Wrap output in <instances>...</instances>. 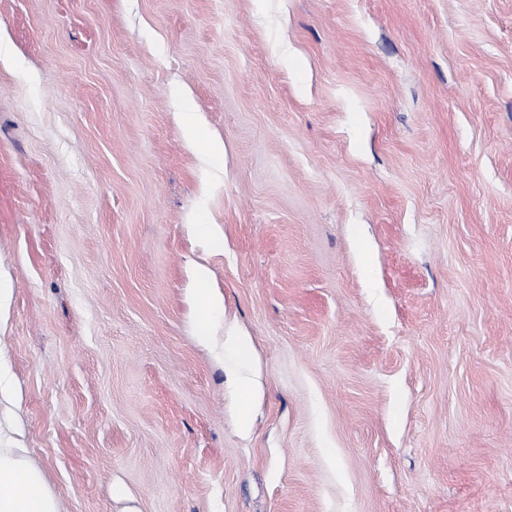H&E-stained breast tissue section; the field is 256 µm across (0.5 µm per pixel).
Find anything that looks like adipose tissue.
<instances>
[{"instance_id": "ef3b65f1", "label": "adipose tissue", "mask_w": 512, "mask_h": 512, "mask_svg": "<svg viewBox=\"0 0 512 512\" xmlns=\"http://www.w3.org/2000/svg\"><path fill=\"white\" fill-rule=\"evenodd\" d=\"M0 512H59L25 449L0 447Z\"/></svg>"}]
</instances>
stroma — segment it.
Here are the masks:
<instances>
[{
	"mask_svg": "<svg viewBox=\"0 0 512 512\" xmlns=\"http://www.w3.org/2000/svg\"><path fill=\"white\" fill-rule=\"evenodd\" d=\"M1 39L0 445L60 512H512V0H0ZM182 132L186 140L203 147L209 155L221 156L224 154V142L209 138L194 112L182 113ZM209 274L204 267L197 268L195 280L200 288L196 292L198 336L203 342L210 341L211 327L216 313L223 305L220 297L206 288ZM251 347L252 340L249 336L232 330L226 333L221 345L223 356H234L238 361L239 371L236 383L241 397L239 423L243 431H248L251 428V402L255 393L252 377L247 375L244 367V358L250 353Z\"/></svg>",
	"mask_w": 512,
	"mask_h": 512,
	"instance_id": "35a3bbf8",
	"label": "stroma"
}]
</instances>
